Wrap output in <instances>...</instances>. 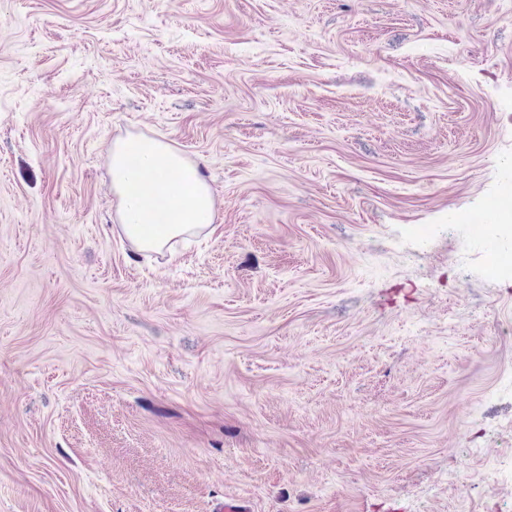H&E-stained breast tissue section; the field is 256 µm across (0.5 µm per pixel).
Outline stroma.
<instances>
[{"instance_id": "35a3bbf8", "label": "stroma", "mask_w": 512, "mask_h": 512, "mask_svg": "<svg viewBox=\"0 0 512 512\" xmlns=\"http://www.w3.org/2000/svg\"><path fill=\"white\" fill-rule=\"evenodd\" d=\"M209 226L115 230V140ZM512 0H0V512H512ZM139 148L116 140L111 152L112 193L119 227L139 251H161L193 230L211 224L214 200L207 182L168 142L151 137ZM128 154V160H127ZM129 161V163H128ZM131 166H130V165ZM165 173H158V171Z\"/></svg>"}]
</instances>
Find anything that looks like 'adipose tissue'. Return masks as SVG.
I'll return each mask as SVG.
<instances>
[{"label": "adipose tissue", "instance_id": "ef3b65f1", "mask_svg": "<svg viewBox=\"0 0 512 512\" xmlns=\"http://www.w3.org/2000/svg\"><path fill=\"white\" fill-rule=\"evenodd\" d=\"M143 165L133 168L124 141L112 144L111 184L118 199L119 227L141 251H160L193 230L211 224L214 200L207 182L168 142L139 141ZM166 179H158V171Z\"/></svg>", "mask_w": 512, "mask_h": 512}]
</instances>
